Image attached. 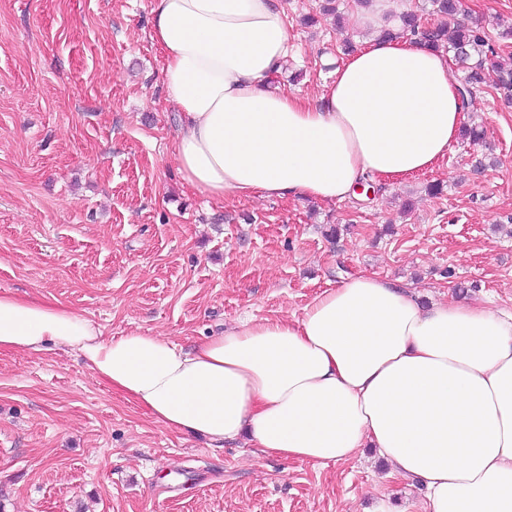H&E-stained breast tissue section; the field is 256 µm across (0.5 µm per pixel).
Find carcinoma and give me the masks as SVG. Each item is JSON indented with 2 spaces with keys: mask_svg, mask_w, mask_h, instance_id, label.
I'll return each mask as SVG.
<instances>
[{
  "mask_svg": "<svg viewBox=\"0 0 512 512\" xmlns=\"http://www.w3.org/2000/svg\"><path fill=\"white\" fill-rule=\"evenodd\" d=\"M438 22L431 27L421 26L413 12L398 16V25L382 31L383 36H416L428 46L452 54L463 73V94L471 96L487 86L505 92L512 100V63L499 60V52L485 30L478 26L461 28L457 18L462 12L460 0H432Z\"/></svg>",
  "mask_w": 512,
  "mask_h": 512,
  "instance_id": "1",
  "label": "carcinoma"
}]
</instances>
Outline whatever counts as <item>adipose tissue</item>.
Wrapping results in <instances>:
<instances>
[{"instance_id":"adipose-tissue-1","label":"adipose tissue","mask_w":512,"mask_h":512,"mask_svg":"<svg viewBox=\"0 0 512 512\" xmlns=\"http://www.w3.org/2000/svg\"><path fill=\"white\" fill-rule=\"evenodd\" d=\"M150 38L178 113V169L218 203L336 202L365 177L433 169L469 107L449 57L406 35L367 41L317 100L273 86L290 54L279 0H151ZM53 345L169 430L314 465L373 448L422 480L427 512H512V310L426 306L360 274L301 314L242 318L187 350L0 294V351Z\"/></svg>"}]
</instances>
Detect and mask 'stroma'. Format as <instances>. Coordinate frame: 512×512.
Here are the masks:
<instances>
[{"label": "stroma", "instance_id": "35a3bbf8", "mask_svg": "<svg viewBox=\"0 0 512 512\" xmlns=\"http://www.w3.org/2000/svg\"><path fill=\"white\" fill-rule=\"evenodd\" d=\"M274 84L309 98L331 81L354 0L303 25ZM512 54V0H466ZM164 57L149 0H0V293L57 299L104 335H163L185 348L244 317H288L357 274L512 309V106L495 90L465 114L432 170L341 202L219 206L174 159ZM426 512L425 488L371 448L314 466L165 429L97 380L73 351L0 352V512Z\"/></svg>", "mask_w": 512, "mask_h": 512}]
</instances>
